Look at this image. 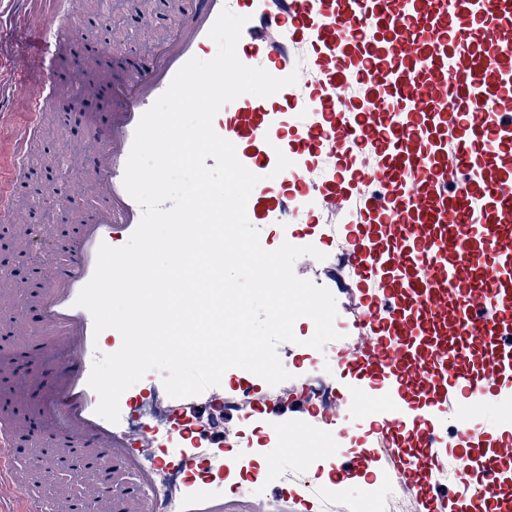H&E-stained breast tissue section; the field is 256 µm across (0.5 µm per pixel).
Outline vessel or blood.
I'll return each instance as SVG.
<instances>
[{"label":"vessel or blood","instance_id":"b4317fda","mask_svg":"<svg viewBox=\"0 0 512 512\" xmlns=\"http://www.w3.org/2000/svg\"><path fill=\"white\" fill-rule=\"evenodd\" d=\"M173 24L86 125L96 151L80 186L58 190L71 227L30 308L10 311L21 344L55 354L37 410L59 455L95 462L56 512H512V424L474 422L512 394V0H171ZM247 16L237 56L296 84L245 94L213 126L259 175L254 224L289 240L337 232L335 262L302 256L297 276L343 302L349 341L326 374L270 386L246 374L169 397L156 372L124 392L120 420L97 415L88 379L118 331L93 332L75 301L100 243L126 244L141 206L123 186L142 114L191 58L211 55L222 9ZM52 88L26 99L30 135ZM291 165L276 171L278 154ZM28 169L0 174V224ZM236 420L224 430L226 416ZM355 448L340 447L346 435ZM463 468L448 482V438ZM325 447H308L309 438ZM40 458L15 417L0 421V480L14 451ZM19 512H46L36 483Z\"/></svg>","mask_w":512,"mask_h":512}]
</instances>
